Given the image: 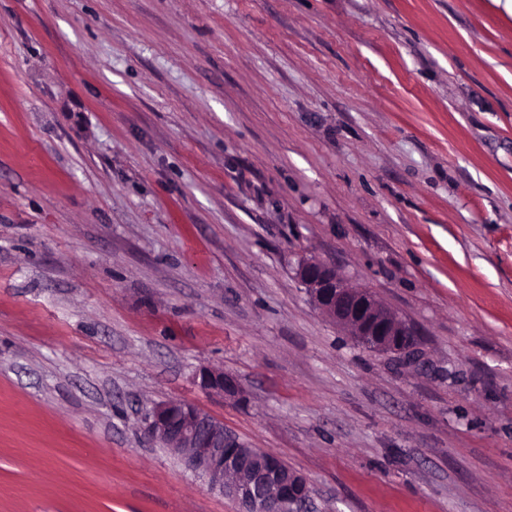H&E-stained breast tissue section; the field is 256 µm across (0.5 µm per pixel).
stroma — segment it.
I'll list each match as a JSON object with an SVG mask.
<instances>
[{"mask_svg": "<svg viewBox=\"0 0 512 512\" xmlns=\"http://www.w3.org/2000/svg\"><path fill=\"white\" fill-rule=\"evenodd\" d=\"M310 257L422 364L321 313ZM173 400L314 512H512L494 0H0V512H239L145 438ZM199 386L209 393L223 396L237 397L243 393L238 380L233 376L224 374L221 369H205L199 373Z\"/></svg>", "mask_w": 512, "mask_h": 512, "instance_id": "stroma-1", "label": "stroma"}]
</instances>
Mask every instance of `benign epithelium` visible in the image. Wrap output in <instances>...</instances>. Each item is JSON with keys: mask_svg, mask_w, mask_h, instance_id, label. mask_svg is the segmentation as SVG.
Here are the masks:
<instances>
[{"mask_svg": "<svg viewBox=\"0 0 512 512\" xmlns=\"http://www.w3.org/2000/svg\"><path fill=\"white\" fill-rule=\"evenodd\" d=\"M313 304L349 330L359 345L414 359L412 327L381 304L368 290L349 284L327 263L304 258L297 269ZM209 393L237 397L238 380L221 369L199 373ZM144 434L178 456L205 479L208 487L238 503L240 512H309L312 491L306 480L276 455L257 456L217 420L196 405L168 401L144 417Z\"/></svg>", "mask_w": 512, "mask_h": 512, "instance_id": "obj_1", "label": "benign epithelium"}]
</instances>
